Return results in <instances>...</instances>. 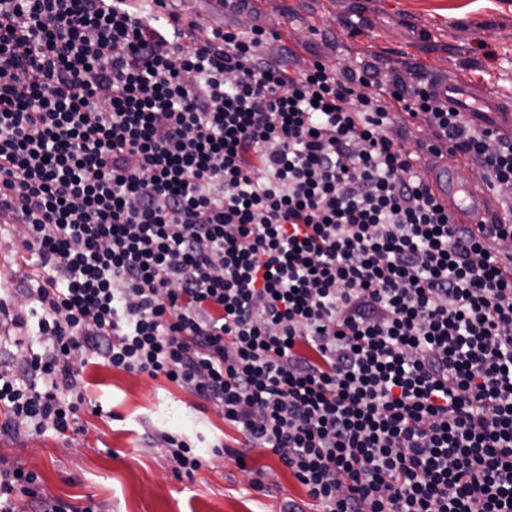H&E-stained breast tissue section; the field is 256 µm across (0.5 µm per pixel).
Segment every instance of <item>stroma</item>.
Instances as JSON below:
<instances>
[{
    "label": "stroma",
    "instance_id": "1",
    "mask_svg": "<svg viewBox=\"0 0 512 512\" xmlns=\"http://www.w3.org/2000/svg\"><path fill=\"white\" fill-rule=\"evenodd\" d=\"M253 18L278 32L266 51H294L293 66L315 61L342 75L370 69L378 79L460 81L512 111V0H251ZM19 238L0 226V297L17 299L34 265L24 264ZM85 395L101 414L80 413L82 434L0 435V457L36 472L48 496L105 512H281L306 498L277 456L249 452L245 466L214 454L235 446L239 432L195 392L165 377L88 365ZM182 435L204 463L174 473L163 434ZM262 469L263 491L250 486Z\"/></svg>",
    "mask_w": 512,
    "mask_h": 512
}]
</instances>
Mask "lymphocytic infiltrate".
<instances>
[{
	"mask_svg": "<svg viewBox=\"0 0 512 512\" xmlns=\"http://www.w3.org/2000/svg\"><path fill=\"white\" fill-rule=\"evenodd\" d=\"M164 0H0V223L44 347L0 431L66 435L94 358L197 392L319 512H512V135L434 84L289 69ZM424 117L501 194L475 235L390 135ZM99 512L0 460V512Z\"/></svg>",
	"mask_w": 512,
	"mask_h": 512,
	"instance_id": "obj_1",
	"label": "lymphocytic infiltrate"
}]
</instances>
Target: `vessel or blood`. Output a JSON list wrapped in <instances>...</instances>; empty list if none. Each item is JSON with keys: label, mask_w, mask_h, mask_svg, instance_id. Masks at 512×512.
Returning a JSON list of instances; mask_svg holds the SVG:
<instances>
[{"label": "vessel or blood", "mask_w": 512, "mask_h": 512, "mask_svg": "<svg viewBox=\"0 0 512 512\" xmlns=\"http://www.w3.org/2000/svg\"><path fill=\"white\" fill-rule=\"evenodd\" d=\"M437 89L447 94L449 106L459 111L476 113L501 126L512 123L511 113L477 96L465 85L448 81L438 84ZM461 169V163L453 159L426 170L425 177L432 192L447 204L456 223L470 225L477 233L493 211L492 193L487 186L476 187L465 181Z\"/></svg>", "instance_id": "obj_1"}]
</instances>
